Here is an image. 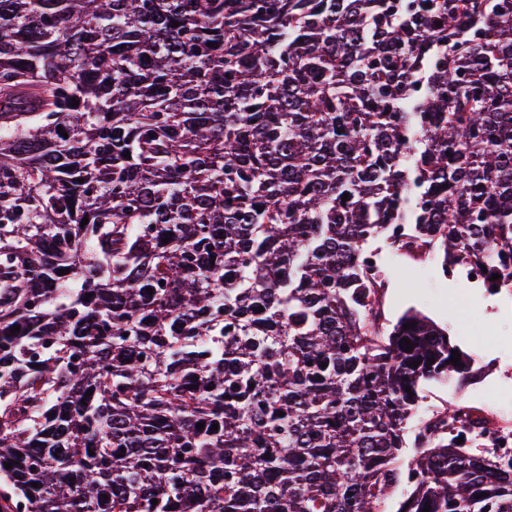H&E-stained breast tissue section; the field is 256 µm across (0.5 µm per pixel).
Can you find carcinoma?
Masks as SVG:
<instances>
[{
	"label": "carcinoma",
	"instance_id": "obj_1",
	"mask_svg": "<svg viewBox=\"0 0 512 512\" xmlns=\"http://www.w3.org/2000/svg\"><path fill=\"white\" fill-rule=\"evenodd\" d=\"M389 224L512 277V0H0V512H512Z\"/></svg>",
	"mask_w": 512,
	"mask_h": 512
}]
</instances>
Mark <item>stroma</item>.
I'll return each mask as SVG.
<instances>
[{
    "label": "stroma",
    "instance_id": "obj_1",
    "mask_svg": "<svg viewBox=\"0 0 512 512\" xmlns=\"http://www.w3.org/2000/svg\"><path fill=\"white\" fill-rule=\"evenodd\" d=\"M383 254L387 325L407 311L419 312L447 330L473 363L468 380L422 383L419 412L468 402L512 420V293L488 294L462 274H446L437 264L414 265L388 247Z\"/></svg>",
    "mask_w": 512,
    "mask_h": 512
}]
</instances>
